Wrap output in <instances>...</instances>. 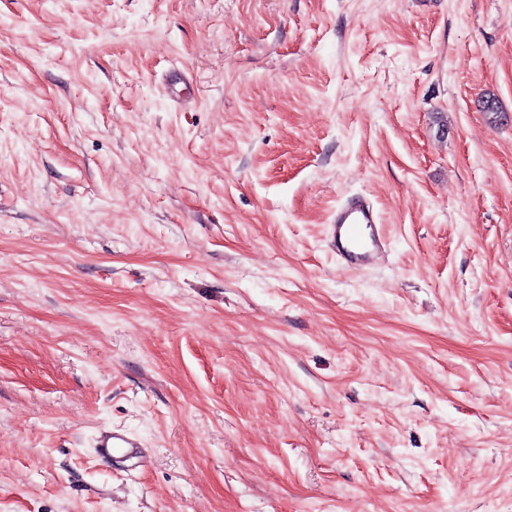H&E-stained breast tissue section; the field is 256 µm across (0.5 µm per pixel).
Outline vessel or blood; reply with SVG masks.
I'll list each match as a JSON object with an SVG mask.
<instances>
[{"instance_id":"obj_1","label":"vessel or blood","mask_w":512,"mask_h":512,"mask_svg":"<svg viewBox=\"0 0 512 512\" xmlns=\"http://www.w3.org/2000/svg\"><path fill=\"white\" fill-rule=\"evenodd\" d=\"M326 239L338 265L350 270L374 267L389 246L374 204L360 194L347 196L332 211L326 227ZM95 448L99 460L105 463L119 459L131 469L139 467L141 463L143 445L124 429L100 431Z\"/></svg>"}]
</instances>
